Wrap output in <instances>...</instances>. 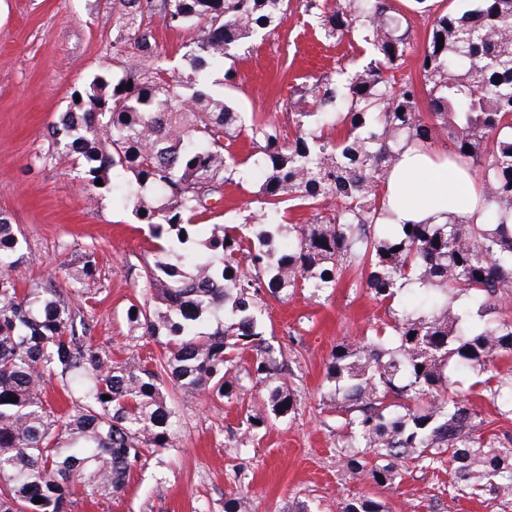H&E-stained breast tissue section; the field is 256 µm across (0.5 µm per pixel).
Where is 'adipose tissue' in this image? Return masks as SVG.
Masks as SVG:
<instances>
[{"instance_id":"adipose-tissue-1","label":"adipose tissue","mask_w":512,"mask_h":512,"mask_svg":"<svg viewBox=\"0 0 512 512\" xmlns=\"http://www.w3.org/2000/svg\"><path fill=\"white\" fill-rule=\"evenodd\" d=\"M396 193L392 203L395 221L444 223L448 212L472 214L477 184L456 164L434 163L415 148L402 150L389 180Z\"/></svg>"}]
</instances>
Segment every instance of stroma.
I'll return each mask as SVG.
<instances>
[{
	"instance_id": "stroma-1",
	"label": "stroma",
	"mask_w": 512,
	"mask_h": 512,
	"mask_svg": "<svg viewBox=\"0 0 512 512\" xmlns=\"http://www.w3.org/2000/svg\"><path fill=\"white\" fill-rule=\"evenodd\" d=\"M113 0H0V211L18 224L31 259L13 273L27 288L72 252L98 258V292L85 309L94 345L113 360L158 362L165 349L129 335L124 312L142 289L140 269L153 255L147 225L116 202L109 188L87 193L64 155L36 161L46 126L56 121L93 76L121 78L112 64ZM349 43L322 41L295 13L274 33L238 51L230 95L245 112H264L293 134L288 98L296 80L350 60ZM255 181L228 185L202 221L240 224L255 211ZM385 307L365 290L341 283L316 303L298 294L268 299L265 320L288 361V384L301 401L295 417L276 420L250 439L238 423L243 406L204 391L168 388L177 415L175 445L135 466L124 492L90 505L74 492L73 512H224L226 498L246 490V512H337L343 498L366 494L389 512H501L496 501L453 497L445 472L409 469L381 488L351 478L336 451V425L320 401L337 344L361 338Z\"/></svg>"
}]
</instances>
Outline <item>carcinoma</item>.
I'll list each match as a JSON object with an SVG mask.
<instances>
[{
    "label": "carcinoma",
    "mask_w": 512,
    "mask_h": 512,
    "mask_svg": "<svg viewBox=\"0 0 512 512\" xmlns=\"http://www.w3.org/2000/svg\"><path fill=\"white\" fill-rule=\"evenodd\" d=\"M410 2L434 14L421 47L396 0L301 2L322 39L360 49L294 86L289 138L215 87H235L237 51L282 26L291 0H118L113 59L134 61L117 81L91 80L48 127L41 159L62 148L86 190L111 185L148 225L157 244L143 284L153 303L130 304L125 319L130 335L166 353L150 367L90 342L77 301L97 282L93 251L18 287L12 271L29 259L26 240L0 212V512H70L77 486L97 500L121 493L146 453L172 446L168 383L228 401L257 391L262 404L241 421L246 437L294 416L283 352L267 338V300L320 298L351 270L360 272L351 287L386 304L387 319L337 345L326 367L349 475L390 488L411 467L445 469L455 495L512 507V436L486 433L490 422L468 399L479 385L475 396L512 414V373L496 368L512 359V0L441 13L432 0ZM155 17L199 31L181 47L188 76L162 77ZM412 55L420 80L395 82ZM447 142L448 158L481 184V207L442 224H383L401 150L432 156ZM250 171L260 175L259 214L213 224L197 243L194 219ZM286 203L311 217L284 223ZM451 362L486 378L466 388L451 380ZM53 378L70 400L62 413L43 396ZM338 512L388 510L354 496Z\"/></svg>",
    "instance_id": "obj_1"
}]
</instances>
